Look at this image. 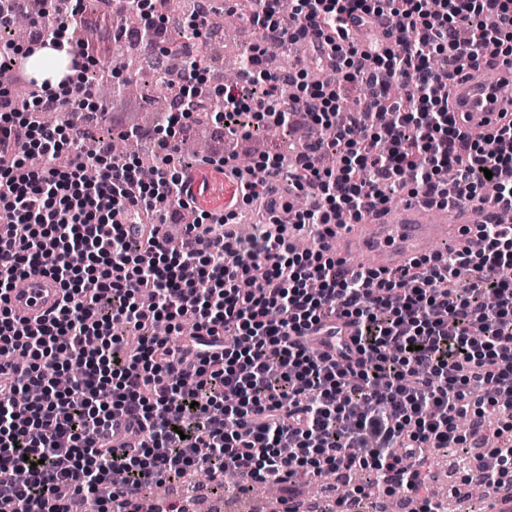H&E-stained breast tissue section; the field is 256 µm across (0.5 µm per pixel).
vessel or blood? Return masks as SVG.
I'll use <instances>...</instances> for the list:
<instances>
[{
	"instance_id": "b4317fda",
	"label": "vessel or blood",
	"mask_w": 512,
	"mask_h": 512,
	"mask_svg": "<svg viewBox=\"0 0 512 512\" xmlns=\"http://www.w3.org/2000/svg\"><path fill=\"white\" fill-rule=\"evenodd\" d=\"M499 82L455 83L452 107L465 129L490 132L498 127L500 112L512 110V98L501 95ZM487 213V206L464 199L449 200L447 206L437 210L419 203L380 214L370 212L360 223L351 225L344 236L334 239L332 248L339 257H346L349 241L361 238L376 267L394 269L401 266L403 258L417 253L422 238L469 243L470 225L483 223ZM59 292L58 283L51 277L32 275L11 291L9 306L16 316L33 321L55 306Z\"/></svg>"
}]
</instances>
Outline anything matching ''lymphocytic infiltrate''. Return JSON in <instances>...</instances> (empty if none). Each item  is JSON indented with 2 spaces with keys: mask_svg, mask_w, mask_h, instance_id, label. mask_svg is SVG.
I'll return each mask as SVG.
<instances>
[{
  "mask_svg": "<svg viewBox=\"0 0 512 512\" xmlns=\"http://www.w3.org/2000/svg\"><path fill=\"white\" fill-rule=\"evenodd\" d=\"M430 2L294 0L285 15L277 0H231L262 42L234 84L203 87L167 113L149 181L136 160L85 151L82 125L65 117L85 83L0 110V223L12 229L0 240V349L13 354L0 364L5 512H74L80 500L142 512L144 486L195 469L279 484L364 471L386 495L426 484L430 448L512 503V279L500 275L512 266V225H479L480 249L385 271L346 268L326 249L339 213L385 208L392 192L512 207V123L471 139L449 85L467 62L512 66V0ZM485 14L494 27L462 41L458 21ZM301 39L331 75L360 86L358 112L345 111L333 78L309 82L306 63L270 69L268 45ZM434 54L454 70L438 76ZM394 84L405 95L393 102ZM386 106L392 125L360 122ZM202 113L231 136L300 119L312 137L291 169L276 154L245 171L214 161L236 200L211 212L190 193L188 169L173 165L177 129ZM329 144L342 160L333 170L321 162ZM286 184L307 208L284 200ZM259 200L269 227L237 235L238 206ZM187 209L197 222L172 247L155 218ZM148 218L146 235L128 234ZM293 229L310 250H295ZM462 267L473 276L466 288L456 284ZM35 274L56 280L61 299L41 319H17L9 294ZM187 318L201 354L178 374L186 355L169 337ZM160 321L168 336L155 335ZM62 351L75 367L63 392L47 376ZM492 413L496 447L471 451Z\"/></svg>",
  "mask_w": 512,
  "mask_h": 512,
  "instance_id": "obj_1",
  "label": "lymphocytic infiltrate"
}]
</instances>
